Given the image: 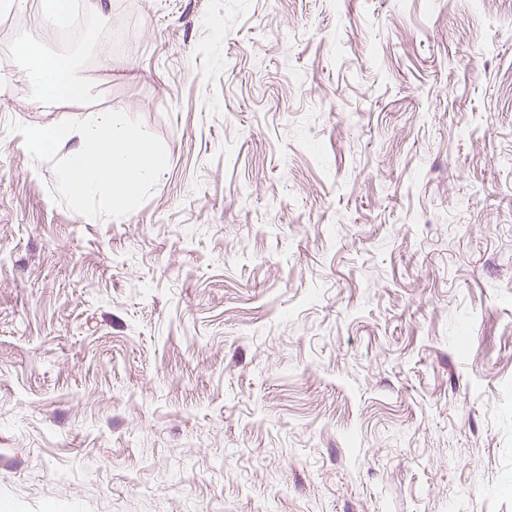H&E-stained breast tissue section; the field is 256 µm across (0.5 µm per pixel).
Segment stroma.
Instances as JSON below:
<instances>
[{"label": "stroma", "mask_w": 512, "mask_h": 512, "mask_svg": "<svg viewBox=\"0 0 512 512\" xmlns=\"http://www.w3.org/2000/svg\"><path fill=\"white\" fill-rule=\"evenodd\" d=\"M106 2L0 0V512H512V0ZM98 110L119 219L12 128ZM18 48L26 58L25 78L40 106H59L86 96V84L75 75L69 62L31 53L25 41H20Z\"/></svg>", "instance_id": "35a3bbf8"}]
</instances>
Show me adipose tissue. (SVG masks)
<instances>
[{
  "label": "adipose tissue",
  "mask_w": 512,
  "mask_h": 512,
  "mask_svg": "<svg viewBox=\"0 0 512 512\" xmlns=\"http://www.w3.org/2000/svg\"><path fill=\"white\" fill-rule=\"evenodd\" d=\"M18 48L25 53V78L39 105L58 106L86 96V84L75 75L69 62L28 52L23 41L19 42Z\"/></svg>",
  "instance_id": "ef3b65f1"
}]
</instances>
